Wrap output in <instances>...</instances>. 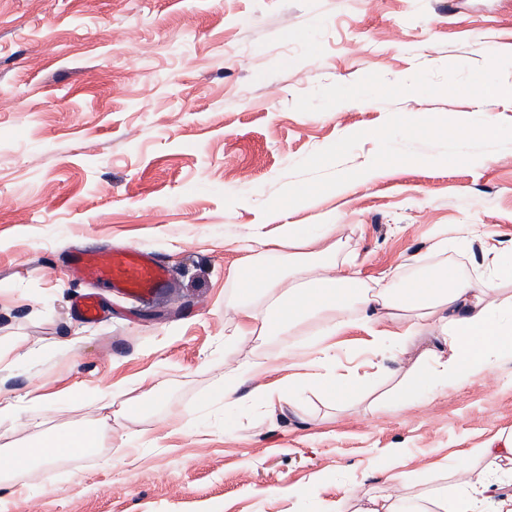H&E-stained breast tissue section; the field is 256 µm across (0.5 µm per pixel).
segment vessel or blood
<instances>
[{"label": "vessel or blood", "mask_w": 512, "mask_h": 512, "mask_svg": "<svg viewBox=\"0 0 512 512\" xmlns=\"http://www.w3.org/2000/svg\"><path fill=\"white\" fill-rule=\"evenodd\" d=\"M74 273L97 281L113 291L138 298L161 293L169 282V270L144 249L124 248L106 253L84 251L72 256Z\"/></svg>", "instance_id": "obj_1"}]
</instances>
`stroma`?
Segmentation results:
<instances>
[{
	"mask_svg": "<svg viewBox=\"0 0 512 512\" xmlns=\"http://www.w3.org/2000/svg\"><path fill=\"white\" fill-rule=\"evenodd\" d=\"M511 53L512 0H0V396L19 402L0 447L82 422L115 384L162 391L112 417L108 446L33 468L0 512H312L389 449L411 496L511 431V358L371 410L304 384L301 419L200 406L256 351L224 324L261 225H338L366 277H415L443 228L473 276L488 240L512 248V98L476 84L512 78ZM485 114L500 135L472 131ZM116 245L155 253L168 288L100 291L83 322L92 284L70 258ZM338 356L370 381L365 331Z\"/></svg>",
	"mask_w": 512,
	"mask_h": 512,
	"instance_id": "obj_1",
	"label": "stroma"
}]
</instances>
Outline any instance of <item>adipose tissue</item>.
Here are the masks:
<instances>
[{
    "instance_id": "obj_1",
    "label": "adipose tissue",
    "mask_w": 512,
    "mask_h": 512,
    "mask_svg": "<svg viewBox=\"0 0 512 512\" xmlns=\"http://www.w3.org/2000/svg\"><path fill=\"white\" fill-rule=\"evenodd\" d=\"M336 233L333 224L318 225L312 233L299 224H281L274 236L259 238L257 250L243 257L231 274L235 317L225 341L266 342L299 335L310 324L323 326L313 358H301L294 367L301 370L302 380L339 407L360 392L333 354L335 338L354 328L367 332L375 347L390 345L400 352L434 338V346L413 364L399 367L403 378L421 391L455 386L512 354V302L499 298L501 283L512 281L511 253L493 248V258L477 280L445 263L435 274L413 280L402 278L396 269L381 278H366L343 256L345 244ZM284 369L280 357L258 353L229 368L223 386L204 402L233 404L242 386L258 378L261 386L250 393L254 404L276 407L283 400L278 375ZM109 432L106 420L95 418L23 448L0 451V475L22 481L34 464L49 465L103 447ZM405 466L395 451L386 468L369 464L368 473H381L384 488L352 485L325 512H512V433L495 434L479 447L460 451L443 468L445 484L415 496L391 491L404 478Z\"/></svg>"
}]
</instances>
